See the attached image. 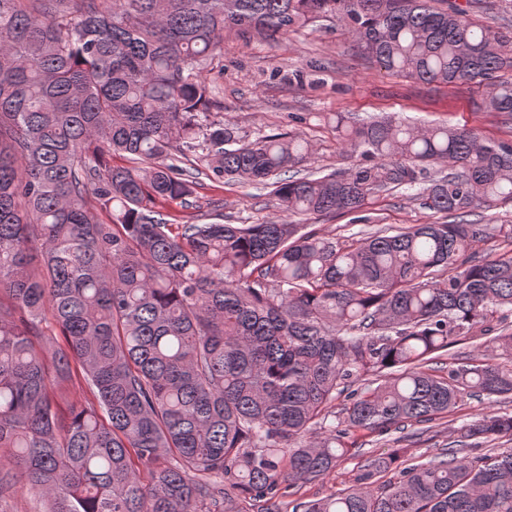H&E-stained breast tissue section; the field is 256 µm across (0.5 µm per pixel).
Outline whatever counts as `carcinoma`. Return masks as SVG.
<instances>
[{
    "mask_svg": "<svg viewBox=\"0 0 512 512\" xmlns=\"http://www.w3.org/2000/svg\"><path fill=\"white\" fill-rule=\"evenodd\" d=\"M430 2L0 0V496L17 471L45 512H512V448L465 455L512 440V413L492 411L425 463L397 448L348 488L293 492L334 472L358 431L512 397V255L473 251L512 225L469 219L512 208V143L338 113L358 162L286 178L308 141L240 142L199 76L227 29L279 42L341 22L385 72L483 87L512 117L498 78L512 35ZM435 164L448 173L428 178ZM204 177L262 182L283 216L173 223L157 208L190 207ZM426 180L421 205L446 223L341 245L296 222ZM473 342L508 362L434 367ZM75 375L89 395L63 418Z\"/></svg>",
    "mask_w": 512,
    "mask_h": 512,
    "instance_id": "1",
    "label": "carcinoma"
}]
</instances>
